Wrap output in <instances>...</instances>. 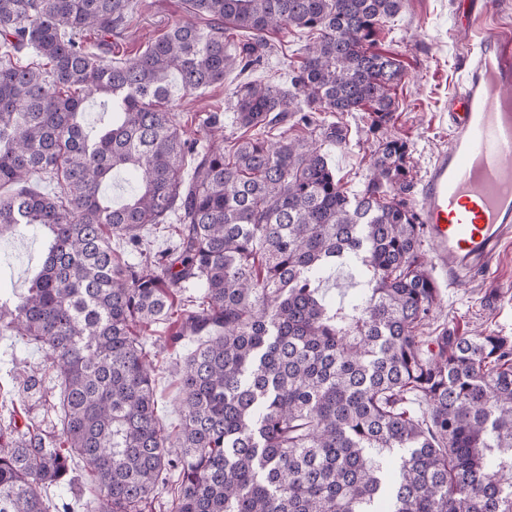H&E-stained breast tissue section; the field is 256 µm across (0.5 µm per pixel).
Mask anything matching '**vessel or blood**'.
<instances>
[{"label": "vessel or blood", "mask_w": 512, "mask_h": 512, "mask_svg": "<svg viewBox=\"0 0 512 512\" xmlns=\"http://www.w3.org/2000/svg\"><path fill=\"white\" fill-rule=\"evenodd\" d=\"M449 142L420 186L435 266L456 285L512 242V41L489 36L448 105Z\"/></svg>", "instance_id": "obj_1"}]
</instances>
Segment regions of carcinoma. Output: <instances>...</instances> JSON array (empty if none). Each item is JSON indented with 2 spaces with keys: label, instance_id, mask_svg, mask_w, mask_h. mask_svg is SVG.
I'll list each match as a JSON object with an SVG mask.
<instances>
[{
  "label": "carcinoma",
  "instance_id": "1",
  "mask_svg": "<svg viewBox=\"0 0 512 512\" xmlns=\"http://www.w3.org/2000/svg\"><path fill=\"white\" fill-rule=\"evenodd\" d=\"M184 4L144 51L108 59L132 0H0V237L48 235L26 292L0 294V333L41 347L61 423L0 428V512H71L42 490L71 484L74 456L97 484L85 512H512V340L431 335L406 143L378 141L358 193L323 151L348 137L323 112L393 122L405 73L373 44L404 0ZM282 30L308 33L290 87L241 83L187 138L176 103L252 69ZM90 99L108 123L86 125ZM118 173L131 190L114 203ZM172 219V246L142 251ZM347 264L360 292L334 308L319 285ZM158 324L165 348L199 339L173 435L145 346Z\"/></svg>",
  "mask_w": 512,
  "mask_h": 512
}]
</instances>
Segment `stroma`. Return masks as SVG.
I'll return each instance as SVG.
<instances>
[{"label": "stroma", "instance_id": "obj_1", "mask_svg": "<svg viewBox=\"0 0 512 512\" xmlns=\"http://www.w3.org/2000/svg\"><path fill=\"white\" fill-rule=\"evenodd\" d=\"M462 0H405V6L378 35L380 50L391 53L407 77L397 92L398 111L388 129L390 136L407 142L414 182H421L433 157L448 143V125L442 119L448 100L460 87L462 65L479 34L512 32V0H497L494 12L459 26L455 12ZM182 0H133L126 35L113 39V56L125 57L144 49L162 35L167 26L184 16ZM306 34L284 31L272 35L273 49L252 77L280 86L288 84V66L299 60L307 43ZM240 78L229 75L223 84L202 95L183 100L176 108L178 121L187 137L203 134L206 113L226 111ZM327 121H340L348 129L345 145L326 146L331 166L346 188H363L368 176L370 155L379 135L372 131L365 112L340 116L327 114ZM45 231L0 239V291L9 293L27 288L47 247ZM431 274L440 288V302L434 310V329L447 328L459 336L472 330H490L512 336V247H506L484 271L467 276L463 287L449 288L448 278L439 268ZM496 291L498 299L485 307L484 297ZM195 347L186 340L176 350L156 355L154 390L156 415L165 432L180 424L181 387L179 369L184 357ZM43 352L18 336L0 334V424L32 419L46 429L59 427L56 417L46 414L36 393L18 395L10 372L41 363Z\"/></svg>", "mask_w": 512, "mask_h": 512}]
</instances>
